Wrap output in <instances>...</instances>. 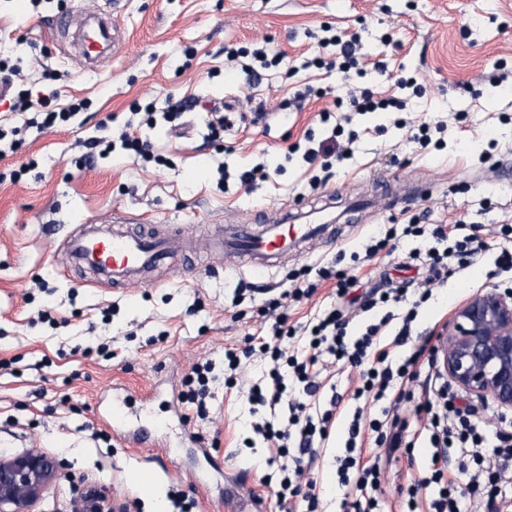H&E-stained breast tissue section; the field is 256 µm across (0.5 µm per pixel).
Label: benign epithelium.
I'll list each match as a JSON object with an SVG mask.
<instances>
[{"label": "benign epithelium", "instance_id": "7a95c632", "mask_svg": "<svg viewBox=\"0 0 512 512\" xmlns=\"http://www.w3.org/2000/svg\"><path fill=\"white\" fill-rule=\"evenodd\" d=\"M448 382L496 411L512 410V291H480L463 301L434 348ZM61 463L30 450L0 455V512H38L54 489Z\"/></svg>", "mask_w": 512, "mask_h": 512}]
</instances>
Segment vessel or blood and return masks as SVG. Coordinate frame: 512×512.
Returning <instances> with one entry per match:
<instances>
[{"mask_svg": "<svg viewBox=\"0 0 512 512\" xmlns=\"http://www.w3.org/2000/svg\"><path fill=\"white\" fill-rule=\"evenodd\" d=\"M115 35L104 24L88 20L83 31V50L88 57L101 56ZM333 218L326 213L283 212L263 216L257 224L215 226L201 239L187 242V253L218 252L228 266L263 272L280 264L308 241L330 232ZM72 266H96L97 279L116 288L156 286L154 271L171 265L176 247L171 237L156 232L145 216H112L103 224H85L67 241ZM107 422L115 439L136 441L144 448H163L167 426L161 421L142 419L139 410L127 401H113ZM126 481L142 495H149L157 481L154 470L136 468ZM228 512H267L265 499L240 497L238 488L224 494Z\"/></svg>", "mask_w": 512, "mask_h": 512, "instance_id": "b4317fda", "label": "vessel or blood"}]
</instances>
